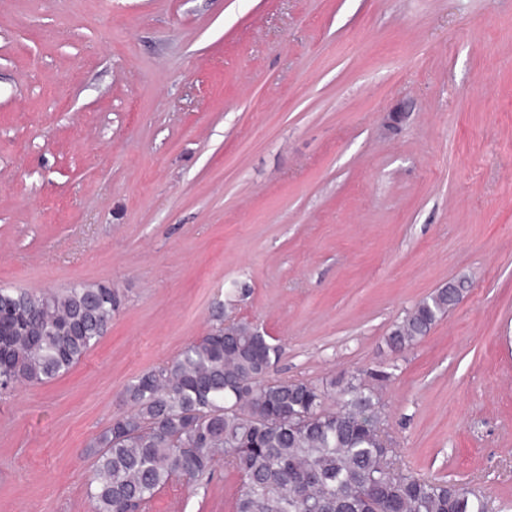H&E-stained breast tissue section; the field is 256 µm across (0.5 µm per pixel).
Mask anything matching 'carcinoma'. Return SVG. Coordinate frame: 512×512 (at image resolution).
I'll list each match as a JSON object with an SVG mask.
<instances>
[{"mask_svg": "<svg viewBox=\"0 0 512 512\" xmlns=\"http://www.w3.org/2000/svg\"><path fill=\"white\" fill-rule=\"evenodd\" d=\"M463 289H436L397 321L394 352L418 345ZM118 289L0 288V393L67 373L112 324ZM210 332L125 389L132 410L91 438L95 512H143L175 479L211 476L217 457L240 477L233 512H486L468 482L404 472L383 446L388 370L315 383L271 378L281 347L252 322Z\"/></svg>", "mask_w": 512, "mask_h": 512, "instance_id": "obj_1", "label": "carcinoma"}]
</instances>
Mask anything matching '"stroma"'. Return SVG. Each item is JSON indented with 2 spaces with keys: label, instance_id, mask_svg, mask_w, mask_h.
Wrapping results in <instances>:
<instances>
[{
  "label": "stroma",
  "instance_id": "1",
  "mask_svg": "<svg viewBox=\"0 0 512 512\" xmlns=\"http://www.w3.org/2000/svg\"><path fill=\"white\" fill-rule=\"evenodd\" d=\"M78 282L123 305L0 394V512H94L90 439L219 307L277 377L393 366L397 466L512 512V0H0V287ZM239 484L220 464L147 512H233ZM463 290L451 284L436 289L429 297L415 304L394 324L387 338L391 350L399 353L418 345L448 309L460 301Z\"/></svg>",
  "mask_w": 512,
  "mask_h": 512
}]
</instances>
